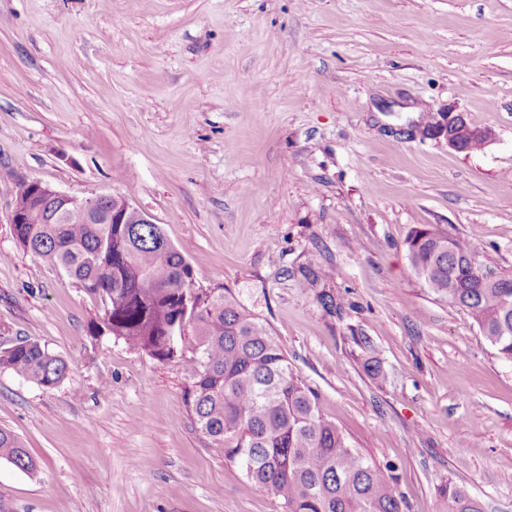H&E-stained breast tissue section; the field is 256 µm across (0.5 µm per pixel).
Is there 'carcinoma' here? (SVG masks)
<instances>
[{
  "label": "carcinoma",
  "mask_w": 512,
  "mask_h": 512,
  "mask_svg": "<svg viewBox=\"0 0 512 512\" xmlns=\"http://www.w3.org/2000/svg\"><path fill=\"white\" fill-rule=\"evenodd\" d=\"M20 184L13 225L18 244L64 270L104 310L99 334L123 340L159 361L182 362L191 386L187 404L195 428L246 477L274 493L285 512H406L385 473L349 446L336 423L323 418L315 397L288 365L281 345L227 289L194 288L193 271L158 224H109L78 207L43 200L34 209ZM408 258L425 287L463 310L497 355L512 361V276L485 279L476 251L425 226L407 238ZM335 275L308 266L301 286ZM0 368L51 389L67 364L40 343L0 345ZM0 458L34 472L37 462L18 438L0 428ZM438 512H484L463 487H437Z\"/></svg>",
  "instance_id": "obj_1"
}]
</instances>
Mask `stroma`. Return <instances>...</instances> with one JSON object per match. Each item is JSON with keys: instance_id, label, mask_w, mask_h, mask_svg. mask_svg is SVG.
Segmentation results:
<instances>
[{"instance_id": "stroma-1", "label": "stroma", "mask_w": 512, "mask_h": 512, "mask_svg": "<svg viewBox=\"0 0 512 512\" xmlns=\"http://www.w3.org/2000/svg\"><path fill=\"white\" fill-rule=\"evenodd\" d=\"M444 111L494 141L421 137ZM23 178L148 213L408 512L447 478L512 512V361L406 244L422 225L512 275V0H0V337L69 368L53 389L0 368V428L39 464L0 458V512H283L195 430L182 364L93 335L100 298L19 246ZM309 265L337 275L300 287Z\"/></svg>"}]
</instances>
